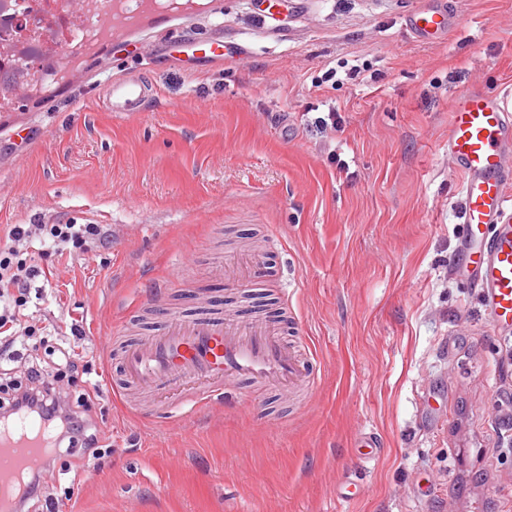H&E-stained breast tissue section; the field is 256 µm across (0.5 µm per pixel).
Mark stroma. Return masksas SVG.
Here are the masks:
<instances>
[{
	"label": "stroma",
	"instance_id": "35a3bbf8",
	"mask_svg": "<svg viewBox=\"0 0 512 512\" xmlns=\"http://www.w3.org/2000/svg\"><path fill=\"white\" fill-rule=\"evenodd\" d=\"M431 7L451 25L423 41L405 21ZM215 39L224 55L206 57ZM135 75L152 97L111 111L106 86ZM463 89L512 108V0H211L0 114V229L35 226L27 261L54 289L23 307L35 335L10 368L35 340L55 362L74 323L90 375L64 392L112 384L86 414L98 468L61 454L39 512H512L494 423L512 417V366L453 272L448 103ZM42 224H105L112 243L73 261ZM244 245L262 256L247 294L229 277ZM206 315L273 322L306 357L303 402L242 387L217 418L125 390L127 345ZM476 471L472 501L459 482Z\"/></svg>",
	"mask_w": 512,
	"mask_h": 512
}]
</instances>
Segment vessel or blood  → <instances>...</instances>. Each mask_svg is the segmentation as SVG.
Segmentation results:
<instances>
[{"label":"vessel or blood","mask_w":512,"mask_h":512,"mask_svg":"<svg viewBox=\"0 0 512 512\" xmlns=\"http://www.w3.org/2000/svg\"><path fill=\"white\" fill-rule=\"evenodd\" d=\"M449 26V15L439 8L409 20L410 30L424 40ZM150 94L138 77L113 82L106 92L119 112L139 109ZM448 111V152L463 174L464 259L456 272L478 288L494 330H512V175L505 170L512 156V113L499 95L470 90L457 92ZM125 371L142 389L200 380L199 405L241 384L294 394L309 385L297 351L261 317L246 325L219 317L173 319L164 334L126 348ZM45 446V428L34 418L20 414L0 423V507L10 508L17 484L42 462Z\"/></svg>","instance_id":"1"}]
</instances>
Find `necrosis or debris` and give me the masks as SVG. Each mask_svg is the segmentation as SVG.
<instances>
[{"mask_svg": "<svg viewBox=\"0 0 512 512\" xmlns=\"http://www.w3.org/2000/svg\"><path fill=\"white\" fill-rule=\"evenodd\" d=\"M14 14L27 30L22 41L0 39V82L19 77L18 59H38L41 93H52L72 66L94 54L116 29L114 0H81L76 12L59 0H0V17Z\"/></svg>", "mask_w": 512, "mask_h": 512, "instance_id": "4bbe7bcc", "label": "necrosis or debris"}]
</instances>
